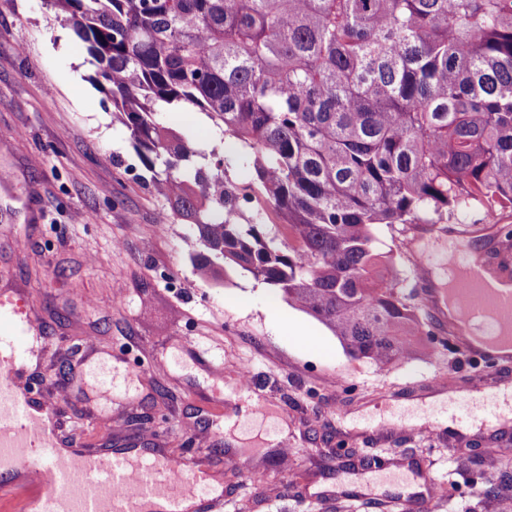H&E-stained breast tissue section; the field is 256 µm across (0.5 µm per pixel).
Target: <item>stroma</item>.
Instances as JSON below:
<instances>
[{
  "instance_id": "1",
  "label": "stroma",
  "mask_w": 512,
  "mask_h": 512,
  "mask_svg": "<svg viewBox=\"0 0 512 512\" xmlns=\"http://www.w3.org/2000/svg\"><path fill=\"white\" fill-rule=\"evenodd\" d=\"M194 146H222L204 113L162 112ZM112 95L64 15L46 0H0V293L21 294L45 349L36 395L67 388L61 443L88 453L158 448L216 472L223 512H404L406 487L375 480L349 449L428 475L447 494L418 492L411 512H486L474 494L512 473V425L449 415L447 400L512 386V363L477 362L444 334L378 367L351 358L322 323L239 268L205 282L187 222L159 196ZM512 211L473 209L449 228L480 248ZM405 293L421 298L397 224L373 229ZM300 323L305 335L288 331ZM163 359L167 368L144 370ZM111 391L94 382L100 366ZM265 408L255 417V405ZM99 411L111 428H85ZM431 416V431L414 425ZM294 448L297 466L277 457Z\"/></svg>"
}]
</instances>
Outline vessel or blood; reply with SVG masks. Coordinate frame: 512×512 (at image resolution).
<instances>
[{"mask_svg": "<svg viewBox=\"0 0 512 512\" xmlns=\"http://www.w3.org/2000/svg\"><path fill=\"white\" fill-rule=\"evenodd\" d=\"M463 237L449 238L439 250L419 256L415 273L425 287L424 304L438 322L446 312L428 287L430 267L456 271L452 293L460 316L483 324L490 336L512 340V292L501 294L485 285L483 269L471 259ZM39 335L32 315L13 300L0 301V346L9 350L0 361L1 489L21 485L31 491L36 512H216L224 497L207 476V467L192 457H158L132 461L124 452L82 454L59 448L53 419L68 402L67 393L33 401L26 361Z\"/></svg>", "mask_w": 512, "mask_h": 512, "instance_id": "obj_1", "label": "vessel or blood"}]
</instances>
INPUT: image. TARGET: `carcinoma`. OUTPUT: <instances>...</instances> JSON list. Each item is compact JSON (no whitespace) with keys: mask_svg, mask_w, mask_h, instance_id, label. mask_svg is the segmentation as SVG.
<instances>
[{"mask_svg":"<svg viewBox=\"0 0 512 512\" xmlns=\"http://www.w3.org/2000/svg\"><path fill=\"white\" fill-rule=\"evenodd\" d=\"M109 86L155 189L193 227L199 275L279 288L346 352L386 366L432 335L376 224L512 209V0H52ZM164 107L241 151H197ZM254 171L288 245L239 223ZM480 500L512 506V483Z\"/></svg>","mask_w":512,"mask_h":512,"instance_id":"cac0c4a2","label":"carcinoma"}]
</instances>
